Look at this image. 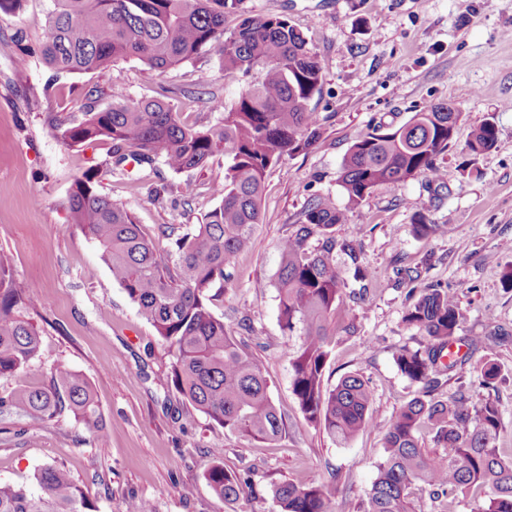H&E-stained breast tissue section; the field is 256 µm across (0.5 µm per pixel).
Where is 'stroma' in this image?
Wrapping results in <instances>:
<instances>
[{"label": "stroma", "mask_w": 512, "mask_h": 512, "mask_svg": "<svg viewBox=\"0 0 512 512\" xmlns=\"http://www.w3.org/2000/svg\"><path fill=\"white\" fill-rule=\"evenodd\" d=\"M50 0H25L20 13L0 15V256L14 287H39L44 303L19 306L39 332L40 350L29 368L0 377V396L48 387L56 369L81 374L95 391L107 431L98 441L65 412L42 420L0 408V483L32 486L42 465L65 466L87 491L96 512H124L130 498L149 500L153 512H274L275 484L328 482L330 512H355L376 476L381 429L422 384L401 374L396 357L422 350L429 338L404 321L407 287H395V269H418L416 288H445L462 319L454 344L464 361L444 371L439 397L464 389L472 402L495 400L501 424L496 443L512 458V0H241L252 14L282 13L306 36L323 73L309 102L322 123L307 152L284 158L266 175L262 222L253 246L240 255L210 302L238 340L260 360L284 432L261 444L225 430L195 410L168 382L171 353L113 280L98 244L74 224L68 198L76 177L107 160L110 146L70 147L46 126L48 111L79 116L83 93L98 88L97 107L117 98L138 101L167 95L182 122L214 124L219 105L247 86L225 74L215 54L149 80L135 58L109 69L50 82L39 59L17 68L15 39L36 45L44 35ZM444 103L461 120L438 159L445 188L423 179L383 184L359 205H349L339 176L351 146L375 127L395 128L415 112ZM494 118L496 146L468 148L471 130ZM197 194L183 202L173 188L186 180ZM224 179V162L201 173L141 171L134 165L99 173L97 188L135 214L149 235L162 224L193 229L219 205L212 184ZM335 200L346 215L335 235L353 242L373 274L365 300L342 316L357 337L337 335L324 383L363 375L373 394L377 430L348 444L333 442L303 418L292 389L291 357L298 335L278 319L280 246L314 199ZM424 211L444 231L417 238L412 217ZM372 338L373 346L362 343ZM494 361L498 378L480 385L477 372ZM247 484L226 502L209 487L213 460Z\"/></svg>", "instance_id": "35a3bbf8"}]
</instances>
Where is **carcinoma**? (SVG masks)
Instances as JSON below:
<instances>
[{"label":"carcinoma","mask_w":512,"mask_h":512,"mask_svg":"<svg viewBox=\"0 0 512 512\" xmlns=\"http://www.w3.org/2000/svg\"><path fill=\"white\" fill-rule=\"evenodd\" d=\"M45 36L37 46L19 44L16 63L25 67L37 56L55 77L94 73L136 58L152 76L195 59L217 55L224 73L259 80L222 106L217 123L195 128L181 122L173 105L152 99L115 100L107 109L86 94L81 117L49 116L50 131L70 147L106 141L111 164L140 168L162 165L174 173L201 170L224 157V181L214 187L219 206L204 215L194 231L161 228L168 248L134 214L100 194L95 172L74 181L69 208L75 223L97 241L112 278L136 304L140 317L169 345L170 383L198 411L225 429L259 442L282 435L284 422L269 392L262 367L247 346L211 312L209 295L224 287L226 269L252 247V227L261 222L260 203L267 170L285 156L307 151L321 136L319 116L308 107L323 76L304 34L284 15L238 13L240 0H52ZM238 13L229 31L224 14ZM460 113L433 104L395 129H376L355 142L344 159L340 183L348 202L357 205L382 183L399 184L423 177L443 183L437 158L452 143ZM497 142L494 118L475 128L471 151L485 152ZM345 216L330 198L309 203L280 249L279 321L284 331L299 333L292 355L293 392L305 421L340 444L375 429L373 395L358 374L324 386L331 339L353 337L354 323L338 320L351 297H363L372 276L353 245L338 241L330 229ZM415 233L429 238L441 231L424 212L413 216ZM316 239L315 248L309 241ZM346 256L351 279L334 263ZM352 288V295L346 289ZM39 305L35 289L23 294L12 287L0 258V376L23 370L39 349L37 330L15 314L22 304ZM461 313L446 288H428L412 302L404 321L425 332V350H405L396 358L399 371L424 384V395L411 399L386 426L383 456L366 497L356 512H413L408 489L421 483L432 498L451 497L474 488L483 495L478 512H512V461L496 446L498 406L470 405L463 390L448 399L433 396L442 382L433 367L444 357ZM40 418L68 410L98 439L105 427L89 383L78 373L59 370L49 387L20 390L0 401ZM427 429L444 454L425 451L418 434ZM38 491L0 485V512H92L89 498L63 466L45 464L34 474ZM206 480L221 500L234 501L243 484L220 460ZM276 512H327L326 486L282 482L272 489Z\"/></svg>","instance_id":"cac0c4a2"}]
</instances>
